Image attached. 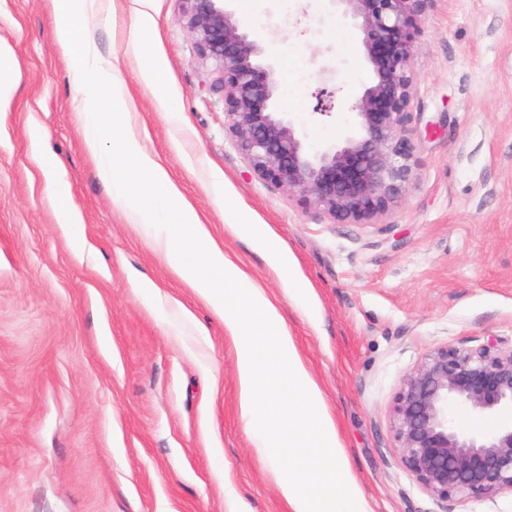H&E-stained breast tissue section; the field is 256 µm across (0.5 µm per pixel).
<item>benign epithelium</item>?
<instances>
[{"label":"benign epithelium","mask_w":512,"mask_h":512,"mask_svg":"<svg viewBox=\"0 0 512 512\" xmlns=\"http://www.w3.org/2000/svg\"><path fill=\"white\" fill-rule=\"evenodd\" d=\"M179 2L213 66L211 88L223 92L227 131L254 174L339 223L378 220L404 198L417 179L412 52L428 0H335L359 33L371 77L352 104L354 125L314 151L278 105L262 42L226 0ZM457 408L512 416V348L489 338L475 349H435L401 378L391 414L403 464L436 500L512 492V423L468 433L454 423Z\"/></svg>","instance_id":"obj_1"}]
</instances>
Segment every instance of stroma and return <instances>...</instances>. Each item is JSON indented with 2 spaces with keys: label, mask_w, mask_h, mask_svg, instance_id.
Listing matches in <instances>:
<instances>
[{
  "label": "stroma",
  "mask_w": 512,
  "mask_h": 512,
  "mask_svg": "<svg viewBox=\"0 0 512 512\" xmlns=\"http://www.w3.org/2000/svg\"><path fill=\"white\" fill-rule=\"evenodd\" d=\"M139 2L116 0L112 21L88 29L103 56L120 59L146 149L278 299L372 512H437L401 461L391 411L403 375L434 349L512 346V0H429L412 53L417 180L373 224L336 223L254 175L224 130L223 98L178 0H147L149 45L181 107L171 124L125 43ZM230 7L261 33L288 83L280 105L308 146L337 141L370 71L334 0ZM57 19L55 0H0L14 82L0 112V512H289L241 416L223 323L113 205L84 148ZM324 82L336 89L329 117L313 112ZM33 128L71 186L83 257L57 222ZM228 204L290 250L304 296L235 229ZM135 279L155 281L193 321L136 293Z\"/></svg>",
  "instance_id": "1"
}]
</instances>
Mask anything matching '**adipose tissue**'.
<instances>
[{
	"instance_id": "ef3b65f1",
	"label": "adipose tissue",
	"mask_w": 512,
	"mask_h": 512,
	"mask_svg": "<svg viewBox=\"0 0 512 512\" xmlns=\"http://www.w3.org/2000/svg\"><path fill=\"white\" fill-rule=\"evenodd\" d=\"M112 6V0H57L58 39L83 86L84 146L99 160L100 180L111 187L113 204L134 227H151L154 248L173 274L223 322L236 349L241 415L290 512H371L336 421L278 306L225 252L159 157L145 149L147 132L136 124L135 104L114 80L117 59L101 56L82 33L80 20L106 14ZM117 128L122 139L111 152L105 141ZM34 159L47 181L57 222L74 255H81L70 185L52 158L38 153ZM286 448L297 449L295 465L285 464ZM325 450L330 458L316 479L307 480L309 458Z\"/></svg>"
}]
</instances>
